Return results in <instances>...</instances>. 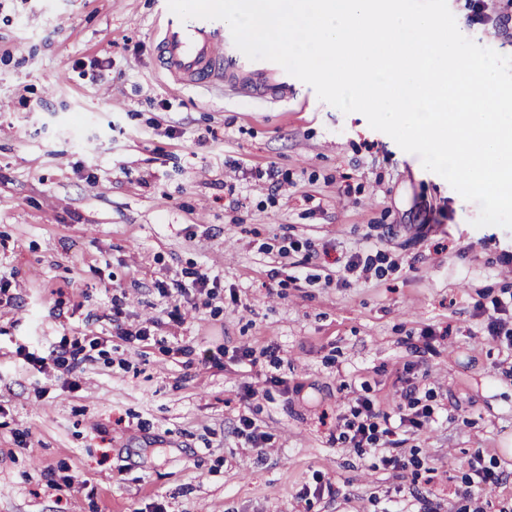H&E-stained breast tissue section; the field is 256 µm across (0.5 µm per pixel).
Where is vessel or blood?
<instances>
[{"label":"vessel or blood","mask_w":512,"mask_h":512,"mask_svg":"<svg viewBox=\"0 0 512 512\" xmlns=\"http://www.w3.org/2000/svg\"><path fill=\"white\" fill-rule=\"evenodd\" d=\"M162 68L186 86L236 87L247 95L287 97L297 80L280 65L248 59L220 20H180L161 6L157 12Z\"/></svg>","instance_id":"obj_1"}]
</instances>
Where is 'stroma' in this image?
Segmentation results:
<instances>
[{"label":"stroma","mask_w":512,"mask_h":512,"mask_svg":"<svg viewBox=\"0 0 512 512\" xmlns=\"http://www.w3.org/2000/svg\"><path fill=\"white\" fill-rule=\"evenodd\" d=\"M156 10L0 0V512H512V347L480 310L512 230L305 83L174 82ZM188 271L215 287L183 300ZM62 347L87 361L32 365ZM411 379L407 467L339 441ZM476 458L507 479L464 500ZM430 417H431V411L426 407H423L421 410L418 409L411 414L400 416L399 424L397 426H393L390 423V417L383 416L385 423L387 425H390V427H391V428L386 427L383 431V434H385L386 436H391V437L397 436L398 437L399 434L397 433L396 430H398L402 427H407V426L411 427V428L419 429V428L423 427L426 422L429 421Z\"/></svg>","instance_id":"stroma-1"}]
</instances>
